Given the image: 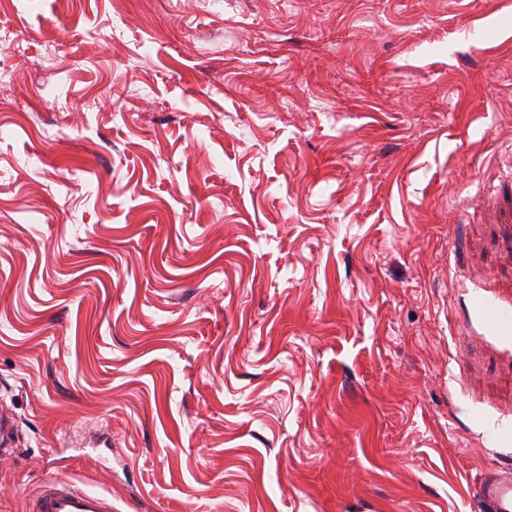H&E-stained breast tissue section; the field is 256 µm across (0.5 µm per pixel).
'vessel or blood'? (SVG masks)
<instances>
[{
	"instance_id": "1",
	"label": "vessel or blood",
	"mask_w": 512,
	"mask_h": 512,
	"mask_svg": "<svg viewBox=\"0 0 512 512\" xmlns=\"http://www.w3.org/2000/svg\"><path fill=\"white\" fill-rule=\"evenodd\" d=\"M18 438L14 417L0 413V462L11 459ZM493 512H512V475L487 474L479 486ZM29 512H115L110 497L85 490L72 481L54 478L42 483Z\"/></svg>"
}]
</instances>
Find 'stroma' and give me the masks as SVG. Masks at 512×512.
I'll list each match as a JSON object with an SVG mask.
<instances>
[{
  "label": "stroma",
  "instance_id": "35a3bbf8",
  "mask_svg": "<svg viewBox=\"0 0 512 512\" xmlns=\"http://www.w3.org/2000/svg\"><path fill=\"white\" fill-rule=\"evenodd\" d=\"M0 512H492L512 0H0ZM18 426L14 417L4 412L0 413V462L12 458L14 448L17 446ZM112 498L54 478L42 483L29 512H115Z\"/></svg>",
  "mask_w": 512,
  "mask_h": 512
}]
</instances>
